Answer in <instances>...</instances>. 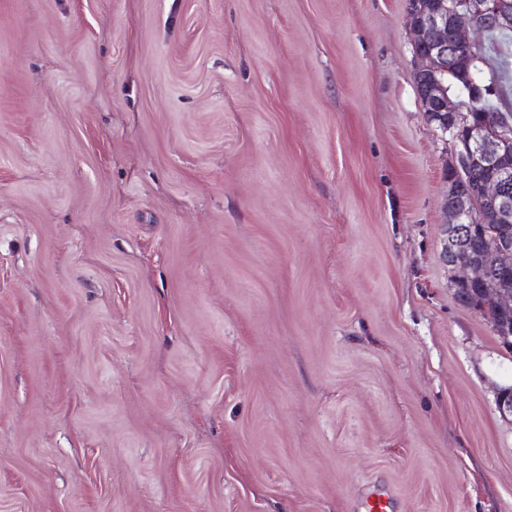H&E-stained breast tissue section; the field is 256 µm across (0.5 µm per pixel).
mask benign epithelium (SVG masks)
<instances>
[{
	"instance_id": "benign-epithelium-1",
	"label": "benign epithelium",
	"mask_w": 512,
	"mask_h": 512,
	"mask_svg": "<svg viewBox=\"0 0 512 512\" xmlns=\"http://www.w3.org/2000/svg\"><path fill=\"white\" fill-rule=\"evenodd\" d=\"M407 22L412 35L416 94L427 121L451 144L448 195L443 204L446 237L444 263L455 272V283L476 278L483 281L481 297L468 308L486 317L502 341L512 340V330L499 314L512 309V112L481 108L484 94L494 83L482 85L473 66L482 62L478 44L468 34L486 36L512 31V0H408ZM467 71V94L452 90L448 75ZM477 169L488 172L476 188L485 202L479 214L471 211L469 198L453 190ZM494 229L491 250L478 255L468 243ZM500 415L512 418V389L496 398Z\"/></svg>"
}]
</instances>
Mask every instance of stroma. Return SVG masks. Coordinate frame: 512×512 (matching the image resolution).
Wrapping results in <instances>:
<instances>
[{
    "mask_svg": "<svg viewBox=\"0 0 512 512\" xmlns=\"http://www.w3.org/2000/svg\"><path fill=\"white\" fill-rule=\"evenodd\" d=\"M406 7L0 0V512H512Z\"/></svg>",
    "mask_w": 512,
    "mask_h": 512,
    "instance_id": "1",
    "label": "stroma"
}]
</instances>
